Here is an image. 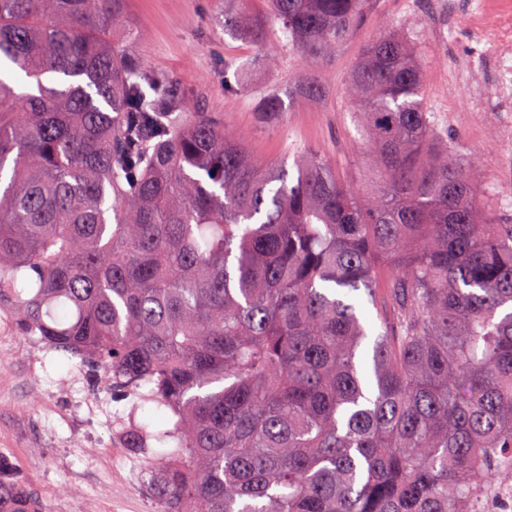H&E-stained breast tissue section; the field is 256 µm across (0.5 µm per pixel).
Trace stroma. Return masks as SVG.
<instances>
[{
	"label": "stroma",
	"instance_id": "35a3bbf8",
	"mask_svg": "<svg viewBox=\"0 0 512 512\" xmlns=\"http://www.w3.org/2000/svg\"><path fill=\"white\" fill-rule=\"evenodd\" d=\"M431 2L383 0L379 16L318 70L324 93L283 97L281 111L274 113L257 111L255 100L297 85L307 69L284 46L278 28L267 31L266 47L280 58L271 70L256 63L250 40L225 32L224 0H126L124 11L138 32L135 50L145 67L188 87L191 110L237 131L258 166L292 162L296 150L308 148L333 160L339 175L365 195L372 183L357 107L346 97L347 76L363 45L386 25L409 29L418 37L427 71L423 102L437 133L457 139L461 152L475 160L482 173L479 190H495L499 218L512 224V112L467 107L455 93L461 60L479 58L496 39L504 16L512 17V0H447L455 24L442 37L430 28ZM228 60L234 63L229 70ZM20 339L16 331L0 335V449L18 454L17 471L28 492L49 512H91L98 499L111 500L112 512H156L151 463L175 447L157 438L168 410L145 387L107 401L97 440L88 443L59 408L67 383L86 365L84 357L44 349L39 380L32 385L24 377ZM127 416L142 431L144 447H113L112 427Z\"/></svg>",
	"mask_w": 512,
	"mask_h": 512
}]
</instances>
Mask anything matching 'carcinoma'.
<instances>
[{"label": "carcinoma", "mask_w": 512, "mask_h": 512, "mask_svg": "<svg viewBox=\"0 0 512 512\" xmlns=\"http://www.w3.org/2000/svg\"><path fill=\"white\" fill-rule=\"evenodd\" d=\"M224 28L266 26L226 0ZM316 68L379 0H267ZM124 0H0V313L151 384L177 451L158 512H463L512 448V224L434 129L411 33L352 67L378 179L363 198L328 158L259 170L238 133L123 39ZM391 325L364 302L381 279Z\"/></svg>", "instance_id": "obj_1"}]
</instances>
